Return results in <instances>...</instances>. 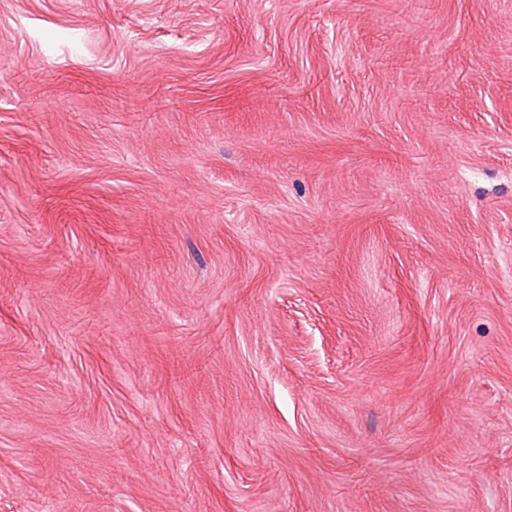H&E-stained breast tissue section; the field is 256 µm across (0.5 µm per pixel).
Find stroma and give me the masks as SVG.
<instances>
[{"mask_svg": "<svg viewBox=\"0 0 512 512\" xmlns=\"http://www.w3.org/2000/svg\"><path fill=\"white\" fill-rule=\"evenodd\" d=\"M0 512H512V0H0Z\"/></svg>", "mask_w": 512, "mask_h": 512, "instance_id": "1", "label": "stroma"}]
</instances>
